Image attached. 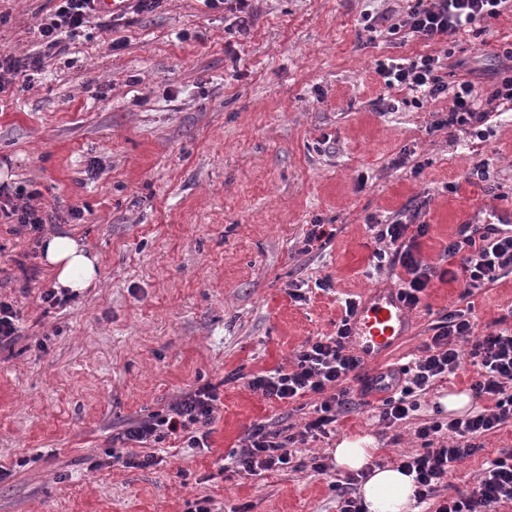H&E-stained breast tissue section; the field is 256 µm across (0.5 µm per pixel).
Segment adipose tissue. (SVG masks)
I'll return each mask as SVG.
<instances>
[{"label":"adipose tissue","mask_w":512,"mask_h":512,"mask_svg":"<svg viewBox=\"0 0 512 512\" xmlns=\"http://www.w3.org/2000/svg\"><path fill=\"white\" fill-rule=\"evenodd\" d=\"M43 263L55 275V285L82 294L100 279V260L82 241L66 234H49L41 243ZM378 451L369 435L347 436L336 444L333 456L338 468L368 470L361 488L364 512H418L412 476L395 466H373Z\"/></svg>","instance_id":"ef3b65f1"}]
</instances>
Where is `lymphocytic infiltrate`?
Masks as SVG:
<instances>
[{"instance_id": "1", "label": "lymphocytic infiltrate", "mask_w": 512, "mask_h": 512, "mask_svg": "<svg viewBox=\"0 0 512 512\" xmlns=\"http://www.w3.org/2000/svg\"><path fill=\"white\" fill-rule=\"evenodd\" d=\"M512 0H413L403 19L391 23L389 33L425 42L448 41L460 31L496 18ZM99 17L94 0H58L51 14L39 27L38 52L23 56L11 51L0 53V94L9 88L13 77L41 70L45 59L64 50L63 40L75 37ZM444 57L420 54L403 63H378L376 72L386 87L405 86L423 101L446 97L452 106L436 129L453 128L483 136L492 112L512 105V70L501 75L493 93L480 97L472 81L444 80ZM39 191L0 185V218L39 232L50 217L35 201ZM371 228L379 244L372 255L376 269H403L399 283L402 298L409 309H416L436 271L423 263L419 240L428 232L427 225L413 217L394 215L391 220H372ZM444 254L451 266V279L461 281L465 294L497 282L512 272V233L499 234L496 225H486L481 235L460 234L450 239ZM355 299H346L344 315L336 333L306 341L293 355L290 366L252 376L248 385L269 399L298 402L309 395L319 396L314 415L295 432L265 423L250 426L240 450L229 457L237 472L259 476L279 471L291 462L288 447L297 442L328 438L336 430L339 414L352 406H366V399H354L351 381L358 379L363 361L351 346L350 320ZM472 308L448 311L433 325L420 354L401 369L402 376L390 386L389 394L378 406V421L391 428L410 418L418 409L417 398L438 379L454 374L462 361L477 369L471 385L476 398L491 400V407L471 412L445 422H425L415 435L422 448L399 457V466L415 476L417 502H425L438 492L454 463L476 454L479 439L488 432L512 425V328L491 330L475 335ZM219 391L205 384L172 403L166 411L152 412L131 421L119 433L120 445L112 449L110 459L126 466L150 467L157 458L151 449L174 435H182L187 447L208 445L205 425L211 423ZM447 433L448 443H440V433ZM145 448V455L128 452V445ZM512 503V454L488 461L476 484L465 493L443 498L436 512H499L502 504Z\"/></svg>"}]
</instances>
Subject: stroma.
<instances>
[{"label":"stroma","instance_id":"1","mask_svg":"<svg viewBox=\"0 0 512 512\" xmlns=\"http://www.w3.org/2000/svg\"><path fill=\"white\" fill-rule=\"evenodd\" d=\"M55 0H0V51L39 46ZM407 11L406 0H255L254 20L203 0H162L151 12L103 15L32 78L0 94V173L38 190L56 211L42 233L0 222V298L14 301L21 337L0 351V512H187L210 497L215 512H336L339 438L373 436L378 461L416 452L420 422L447 420L441 403L469 391L463 364L420 398L415 417L391 429L363 408L340 415L334 436L292 448L294 466L247 476L229 454L258 422L301 426L303 410L249 388L289 365L304 342L331 336L348 298L394 287L376 270L369 218L419 208L429 230L419 250L446 268L443 249L478 204L512 205V111L495 113L489 137L433 130L450 99L415 106L386 88L377 63L450 54L456 77L489 95L512 66V12L451 43L369 32L364 14ZM421 174H413L416 163ZM485 181L470 179L475 165ZM79 207L81 220L67 222ZM334 229L305 249L311 225ZM64 231L99 255L96 287L65 307L40 300L52 278L24 280L42 234ZM330 280L328 289L318 281ZM292 284L306 299L294 301ZM472 306L478 333L512 326V273L465 295L433 278L410 334L384 365L408 363L439 317ZM220 400L204 449L160 445L158 464L95 468L112 438L143 414L196 387ZM457 464L448 494L472 486L486 461L512 452V426L485 434ZM323 459L324 475L311 458Z\"/></svg>","mask_w":512,"mask_h":512}]
</instances>
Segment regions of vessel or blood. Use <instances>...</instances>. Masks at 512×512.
Here are the masks:
<instances>
[{
    "label": "vessel or blood",
    "instance_id": "1",
    "mask_svg": "<svg viewBox=\"0 0 512 512\" xmlns=\"http://www.w3.org/2000/svg\"><path fill=\"white\" fill-rule=\"evenodd\" d=\"M410 311L398 289L378 288L362 300L351 319V340L371 370L368 381L373 394L391 385L392 367L380 366L382 355L392 351L410 332Z\"/></svg>",
    "mask_w": 512,
    "mask_h": 512
}]
</instances>
